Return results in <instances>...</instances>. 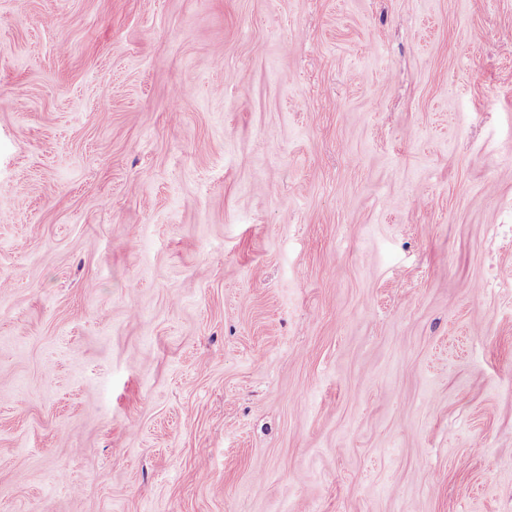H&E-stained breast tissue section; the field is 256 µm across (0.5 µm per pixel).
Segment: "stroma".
<instances>
[{
  "instance_id": "stroma-1",
  "label": "stroma",
  "mask_w": 512,
  "mask_h": 512,
  "mask_svg": "<svg viewBox=\"0 0 512 512\" xmlns=\"http://www.w3.org/2000/svg\"><path fill=\"white\" fill-rule=\"evenodd\" d=\"M0 512H512V0H0Z\"/></svg>"
}]
</instances>
